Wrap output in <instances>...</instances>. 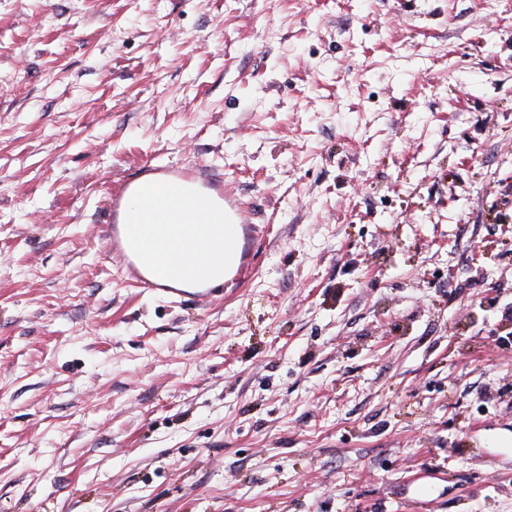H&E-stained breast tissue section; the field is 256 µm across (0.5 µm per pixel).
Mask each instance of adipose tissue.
<instances>
[{"instance_id": "ef3b65f1", "label": "adipose tissue", "mask_w": 512, "mask_h": 512, "mask_svg": "<svg viewBox=\"0 0 512 512\" xmlns=\"http://www.w3.org/2000/svg\"><path fill=\"white\" fill-rule=\"evenodd\" d=\"M215 193L193 197L156 177L137 182L125 198L120 221L124 224H164L181 229L178 249H170L166 241L148 244L143 261L167 271V283L180 288H194L200 279L210 281L224 277V251L217 240L224 237V213ZM204 266L203 278L189 276L186 267L191 260Z\"/></svg>"}]
</instances>
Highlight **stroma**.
Returning <instances> with one entry per match:
<instances>
[{
    "label": "stroma",
    "mask_w": 512,
    "mask_h": 512,
    "mask_svg": "<svg viewBox=\"0 0 512 512\" xmlns=\"http://www.w3.org/2000/svg\"><path fill=\"white\" fill-rule=\"evenodd\" d=\"M149 166L248 285L123 282ZM0 512H512V0H0ZM154 174L173 182L180 188L202 187L211 184L210 178L200 169L195 167H171L170 169H152Z\"/></svg>",
    "instance_id": "1"
}]
</instances>
